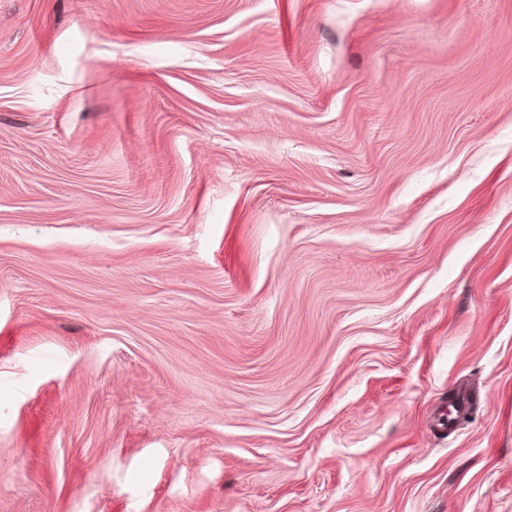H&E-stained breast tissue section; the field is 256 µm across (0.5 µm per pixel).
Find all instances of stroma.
Here are the masks:
<instances>
[{
	"label": "stroma",
	"instance_id": "stroma-1",
	"mask_svg": "<svg viewBox=\"0 0 512 512\" xmlns=\"http://www.w3.org/2000/svg\"><path fill=\"white\" fill-rule=\"evenodd\" d=\"M0 512H512V0H0Z\"/></svg>",
	"mask_w": 512,
	"mask_h": 512
}]
</instances>
